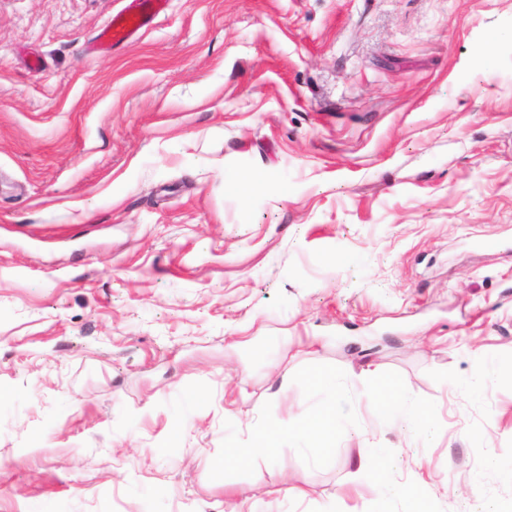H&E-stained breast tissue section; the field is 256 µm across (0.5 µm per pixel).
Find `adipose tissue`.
<instances>
[{
	"instance_id": "adipose-tissue-1",
	"label": "adipose tissue",
	"mask_w": 512,
	"mask_h": 512,
	"mask_svg": "<svg viewBox=\"0 0 512 512\" xmlns=\"http://www.w3.org/2000/svg\"><path fill=\"white\" fill-rule=\"evenodd\" d=\"M308 385L326 402V408L321 415L299 428L286 422L281 424L277 431L256 434L253 448L228 449L224 457L225 463H240L253 453L268 451L285 440L300 444L334 433L344 422L343 416L338 412L339 403L346 397L347 387L343 377L332 370L319 371L310 377ZM368 392L374 399L380 401L387 424H406L426 443L436 435L437 423L431 412L405 392L389 390L378 385L370 386ZM390 468L389 449L376 443H367L359 448L358 475L371 480L381 496L388 499L402 498L408 494L409 489L391 477Z\"/></svg>"
}]
</instances>
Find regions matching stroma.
I'll return each instance as SVG.
<instances>
[{
    "label": "stroma",
    "mask_w": 512,
    "mask_h": 512,
    "mask_svg": "<svg viewBox=\"0 0 512 512\" xmlns=\"http://www.w3.org/2000/svg\"><path fill=\"white\" fill-rule=\"evenodd\" d=\"M124 5L0 0V512H512V383L445 385L512 363V0H167L91 52ZM328 369L342 430L225 465ZM509 377L510 381H512V365H510L509 370L499 363L486 361L482 367L464 377H453L449 379V381H446V384L449 385L453 391L460 394L476 395L487 383L498 382ZM367 392L381 402L388 425L406 424L420 436L426 445L436 435L437 422L431 412L405 392L389 390L378 385L370 386ZM390 450L377 443H367L358 449L357 474L371 480L378 493L388 499L406 496L409 488L390 475ZM485 466L493 468L504 480L512 482V450L488 448Z\"/></svg>",
    "instance_id": "stroma-1"
}]
</instances>
